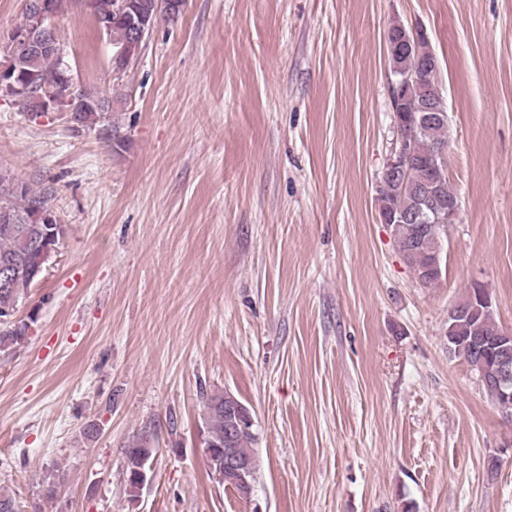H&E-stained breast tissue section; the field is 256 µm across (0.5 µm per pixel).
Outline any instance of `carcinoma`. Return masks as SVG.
<instances>
[{
  "instance_id": "obj_1",
  "label": "carcinoma",
  "mask_w": 512,
  "mask_h": 512,
  "mask_svg": "<svg viewBox=\"0 0 512 512\" xmlns=\"http://www.w3.org/2000/svg\"><path fill=\"white\" fill-rule=\"evenodd\" d=\"M106 35L112 40L113 48L129 42V30L125 17L112 15V26ZM9 66L13 75L38 86L57 87L58 80L65 73L64 55L43 54L35 56L26 48L19 47L11 55ZM85 99L96 101L94 105L83 102L77 104L74 112V124L88 131H95L101 138L110 142L116 139L109 112L112 101L84 88ZM392 111L403 118L413 112H421L428 106L435 112L448 111V105L439 89V69L428 73L427 79L417 87L402 88L399 100L391 103ZM405 130L412 136L413 146L418 163L413 166L405 186H389L378 197L380 209L387 213L413 214L422 207L423 193L431 179L427 161L433 155L439 143L448 142V122H437L422 128L409 126ZM9 208L19 213L22 218L13 224L0 223V315L16 311L28 294L29 288L41 274L38 273L40 251L52 244L60 246L66 228H61L56 237L47 236L49 224H39L32 219L41 209H51L49 197L45 192L34 189L27 182L9 172L0 171V210ZM398 252L404 263L413 271L424 287L434 286L442 277V272L433 270L435 256L442 254V228L433 222L427 224L423 233L416 235L414 231L404 229L395 235ZM487 288H467L458 306L475 308L480 311L466 319L448 318V352L464 358L478 376L484 378L482 387L495 405H511L512 400L504 397L496 382L499 359L507 354L512 355V342L509 349L491 353L477 351L472 341L482 340L489 343L499 341L504 329L496 322L493 306H485L480 297H487ZM25 326L16 323H0V351H6L23 341ZM204 417L202 425L205 457L210 469L224 481V486L234 490L239 496H250L256 477L247 480H224V436L226 422L224 419V396L221 392L203 395ZM257 437L254 429L243 430L235 438L234 448L238 455L249 458L253 462V473H258V456L255 444ZM156 451L154 436L143 430L134 435L125 445L124 472L126 490L129 496L135 497L147 482L148 465Z\"/></svg>"
}]
</instances>
